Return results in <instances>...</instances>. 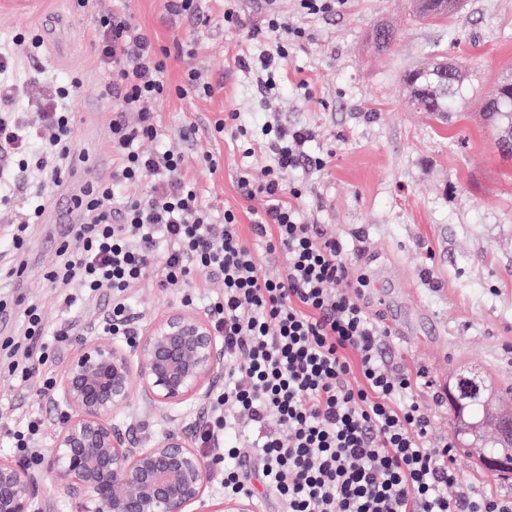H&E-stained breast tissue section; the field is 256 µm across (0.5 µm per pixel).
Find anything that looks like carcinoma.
I'll list each match as a JSON object with an SVG mask.
<instances>
[{"label": "carcinoma", "instance_id": "1", "mask_svg": "<svg viewBox=\"0 0 512 512\" xmlns=\"http://www.w3.org/2000/svg\"><path fill=\"white\" fill-rule=\"evenodd\" d=\"M459 0H412V16L418 22H437L455 10ZM401 33L393 28L375 31L373 43L380 51L392 49ZM477 92L474 79L464 70L445 72L434 67L412 69L403 76V95L409 109L429 112L442 119L452 118L461 106ZM480 112L495 128L502 153L512 155V78L509 86L498 81L481 97ZM454 435L463 453L483 463L482 456L512 458V439L500 435L501 421L512 413V406L503 402L501 391L486 395H471L461 405L450 404Z\"/></svg>", "mask_w": 512, "mask_h": 512}]
</instances>
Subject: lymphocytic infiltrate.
Here are the masks:
<instances>
[{"mask_svg": "<svg viewBox=\"0 0 512 512\" xmlns=\"http://www.w3.org/2000/svg\"><path fill=\"white\" fill-rule=\"evenodd\" d=\"M348 2L264 0L249 23L240 0H224L225 27L246 32L235 66L256 74L263 93H272L291 48L310 40L312 22L342 14ZM93 19L95 62L112 92L104 114L112 172L81 191L82 221L45 274L65 287L57 297L60 319L47 326L39 306L28 305L23 342L0 343L23 353L4 368L14 388H52L47 364L76 335L80 308L107 298L96 333L128 336L135 288L147 282L179 288L186 304L206 298V315L224 342V384L211 393L196 435L200 444L224 450L225 496L261 493L279 512H512V498L463 480L455 440L433 438L431 417L416 399L422 374L388 368L381 327L348 293L330 291L348 277L343 250L300 222L303 186L284 179L290 170L327 167V156L305 150L312 129L275 119L255 129L234 109L214 125L246 160L237 179L240 196L267 202L251 233L284 259L283 274L271 279L237 213L225 210L219 224L201 204L196 172H216V159L203 150L191 159L165 145L170 134L158 105L211 96L213 84L194 68L171 83L167 48L129 15L112 11ZM41 45L40 36L24 29L0 41V240L18 253L29 246L28 226L41 223L67 180L74 154L71 105L81 84L23 71V53ZM146 140L156 142L154 151L139 150ZM142 180L141 195H123L126 184ZM201 270L206 279H197ZM245 427L257 448L248 462L230 441Z\"/></svg>", "mask_w": 512, "mask_h": 512, "instance_id": "lymphocytic-infiltrate-1", "label": "lymphocytic infiltrate"}]
</instances>
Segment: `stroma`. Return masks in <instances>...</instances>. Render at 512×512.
Returning a JSON list of instances; mask_svg holds the SVG:
<instances>
[{"label":"stroma","instance_id":"35a3bbf8","mask_svg":"<svg viewBox=\"0 0 512 512\" xmlns=\"http://www.w3.org/2000/svg\"><path fill=\"white\" fill-rule=\"evenodd\" d=\"M211 24L167 13L164 0H98L97 10L123 11L170 51L167 75L178 82L187 66L197 67L215 90L209 97L174 98L159 115L185 154L203 149L219 164L216 173L200 172L204 204L237 211L250 226L265 207L264 198L244 201L236 187L241 156L231 142L213 135L215 120L235 108L246 124L262 123L278 113L282 123L305 124L314 132L307 150L329 154L319 172H288L291 182L308 187L300 202L302 219L336 238L351 276L366 275L367 285L351 294L373 320H380L377 297L413 305L427 315L414 342L384 338L387 365L394 370H423L429 383L417 399L434 420L435 436H452L448 405L435 404L433 391H444L459 367H478L512 384V157L500 154L478 103H470L456 121L443 125L424 112L410 110L403 99L401 75L429 63L433 51L460 58L471 68L480 90L490 79L512 73V0H465L464 7L434 23L410 21L409 0H351L343 14L313 23L312 40L291 50L289 72L304 69L315 97L304 101L294 85L283 84L262 97L253 75L233 64L244 33L224 28L221 0H198ZM72 0H0V39L18 29L39 27L44 12L73 17ZM65 32L62 55L41 51L26 69L42 68L62 78L78 77L79 96L72 103L79 119L73 127L76 153L96 162L91 179L109 174L110 133L99 112L108 104L106 78L94 61L90 17H73ZM381 26L399 29L396 48L377 52L372 33ZM457 42H450L449 33ZM193 43V58L181 47ZM60 243L54 228L30 230L22 278L0 290L37 303L48 323L60 316L55 292L44 279ZM182 296L146 283L136 291L134 332H142L166 312L182 308ZM42 414L48 427L29 469L40 479V512H71L70 500L47 469L51 426L62 405L51 393L28 401L19 397L0 373V424L21 421L24 411ZM206 406L187 402L162 412L135 403L118 412L143 421L149 432L175 429L193 437Z\"/></svg>","mask_w":512,"mask_h":512}]
</instances>
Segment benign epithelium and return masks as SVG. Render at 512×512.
<instances>
[{"instance_id":"obj_1","label":"benign epithelium","mask_w":512,"mask_h":512,"mask_svg":"<svg viewBox=\"0 0 512 512\" xmlns=\"http://www.w3.org/2000/svg\"><path fill=\"white\" fill-rule=\"evenodd\" d=\"M223 369V342L191 310L163 315L127 343L86 339L56 382L64 410L48 455L74 512H254L248 499H205V465L184 435L147 436L137 447L140 422H112L135 400L154 409L202 400ZM37 484L20 462L0 458V512H38Z\"/></svg>"}]
</instances>
